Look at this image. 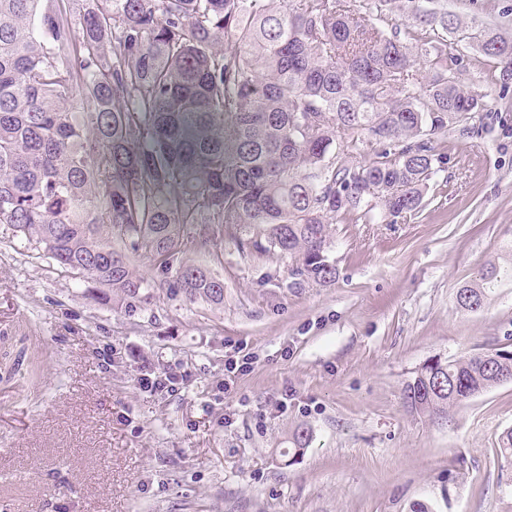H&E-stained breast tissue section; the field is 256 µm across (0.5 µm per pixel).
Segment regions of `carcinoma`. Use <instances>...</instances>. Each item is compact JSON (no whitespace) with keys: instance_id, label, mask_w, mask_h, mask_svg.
I'll list each match as a JSON object with an SVG mask.
<instances>
[{"instance_id":"cac0c4a2","label":"carcinoma","mask_w":512,"mask_h":512,"mask_svg":"<svg viewBox=\"0 0 512 512\" xmlns=\"http://www.w3.org/2000/svg\"><path fill=\"white\" fill-rule=\"evenodd\" d=\"M61 2L0 0V224L128 311L151 298L141 255L170 296L222 304L183 254L226 237L288 260L296 285L334 282L328 227L417 211L436 141L485 108L448 35L512 86V33L443 0H90L79 36ZM498 274L456 303L483 306ZM509 381L511 352L437 359L404 399L440 417Z\"/></svg>"}]
</instances>
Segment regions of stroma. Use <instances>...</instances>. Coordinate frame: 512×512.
I'll list each match as a JSON object with an SVG mask.
<instances>
[{
  "label": "stroma",
  "mask_w": 512,
  "mask_h": 512,
  "mask_svg": "<svg viewBox=\"0 0 512 512\" xmlns=\"http://www.w3.org/2000/svg\"><path fill=\"white\" fill-rule=\"evenodd\" d=\"M464 21L512 30V0H448ZM487 102L418 212L334 224L337 277L293 285L288 263L232 240L187 252L224 302L99 304L75 273L0 224V512H512V382L439 418L404 389L429 360L512 352V91L495 60L449 38ZM503 275L476 311L455 295L488 263ZM250 373L224 379L237 352ZM177 377L172 391L140 378ZM307 430L295 464L282 454Z\"/></svg>",
  "instance_id": "stroma-1"
}]
</instances>
